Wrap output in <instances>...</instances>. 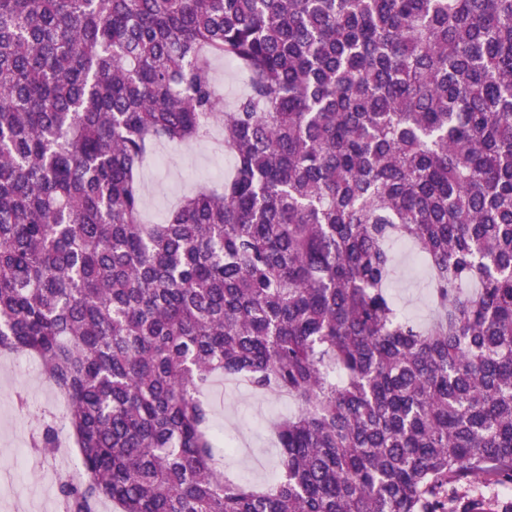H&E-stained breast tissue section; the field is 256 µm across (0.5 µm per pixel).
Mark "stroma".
I'll use <instances>...</instances> for the list:
<instances>
[{
  "label": "stroma",
  "instance_id": "obj_1",
  "mask_svg": "<svg viewBox=\"0 0 512 512\" xmlns=\"http://www.w3.org/2000/svg\"><path fill=\"white\" fill-rule=\"evenodd\" d=\"M154 149L168 152L169 162L162 169L151 162L143 168L144 214L149 221L155 214H168L182 197L216 183L212 171L223 161L203 142L176 144L161 140ZM393 250L396 273L390 291L404 315L429 323L433 306L428 273L410 244H395ZM20 395L28 403L24 413L16 407ZM209 399L214 406L215 427L223 429L234 447L226 460L228 470L255 485L274 482L278 448L268 425L291 414L293 405L287 399L257 394L221 376L214 380ZM56 406L55 392L43 380L36 359L9 368L0 364V512H16L21 504L35 505V491L42 477L59 468V460H45L17 447L18 440L29 439L36 431L43 410Z\"/></svg>",
  "mask_w": 512,
  "mask_h": 512
}]
</instances>
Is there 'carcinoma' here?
<instances>
[{
	"label": "carcinoma",
	"mask_w": 512,
	"mask_h": 512,
	"mask_svg": "<svg viewBox=\"0 0 512 512\" xmlns=\"http://www.w3.org/2000/svg\"><path fill=\"white\" fill-rule=\"evenodd\" d=\"M247 74L224 105L209 60ZM232 157L143 219L155 140ZM432 325L389 291L393 245ZM0 351L62 512H448L512 483V0H0ZM222 375L296 412L240 482ZM393 250L396 273L390 291L404 315L428 324L433 317L428 273L410 244L396 243ZM454 496L484 507L491 506L496 508V506H499V510H501V506L504 505L509 508L512 502V484L504 485L486 481H472L460 486Z\"/></svg>",
	"instance_id": "carcinoma-1"
}]
</instances>
